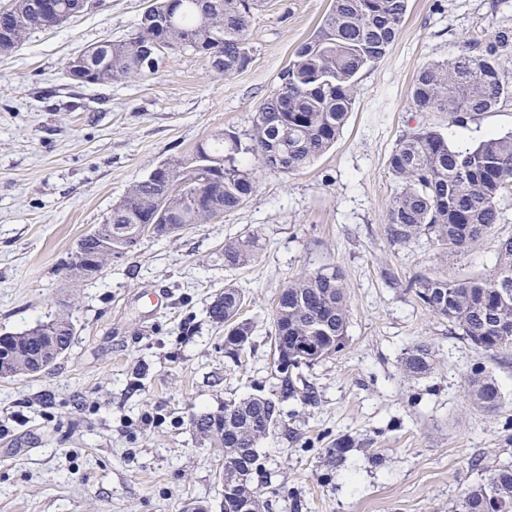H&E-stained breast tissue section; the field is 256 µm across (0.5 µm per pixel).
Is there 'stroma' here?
<instances>
[{"mask_svg": "<svg viewBox=\"0 0 512 512\" xmlns=\"http://www.w3.org/2000/svg\"><path fill=\"white\" fill-rule=\"evenodd\" d=\"M147 0H105L0 54V334L70 313L73 342L34 378L0 380V512H220L222 460L192 415L274 390L272 303L298 273L338 268L350 304L344 350L302 373L316 399L284 404L258 445L265 512H454L465 490L512 462V352L483 351L451 334L406 282L421 274L486 275L512 237V195L501 224L454 259L427 240L385 235L396 185L386 158L421 120L454 145L512 131V103L466 128L444 112L422 117L411 85L426 63L459 54L468 36L512 26V0H410L387 55L364 70L335 145L300 172L265 173L238 210L176 237H145L93 280L67 277L80 239L104 222L134 180L186 156L217 129L245 133L295 47L329 0H264L251 62L230 78L191 53L155 74L77 85L68 61L138 23ZM257 238L246 266L224 265V243ZM391 269L396 283L382 275ZM246 296L256 327L240 358L206 310L225 285ZM164 306H155L154 294ZM428 346L421 379L401 366ZM484 369L504 396L488 414L467 405V375Z\"/></svg>", "mask_w": 512, "mask_h": 512, "instance_id": "1", "label": "stroma"}]
</instances>
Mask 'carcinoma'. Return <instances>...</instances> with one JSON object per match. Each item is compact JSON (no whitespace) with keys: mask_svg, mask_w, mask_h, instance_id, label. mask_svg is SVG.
Instances as JSON below:
<instances>
[{"mask_svg":"<svg viewBox=\"0 0 512 512\" xmlns=\"http://www.w3.org/2000/svg\"><path fill=\"white\" fill-rule=\"evenodd\" d=\"M33 0H11L0 10V53L18 48L34 30L57 27V16L78 0H52L57 12L32 10ZM259 0H153L131 33L102 40L72 58L65 78L107 85L154 74L171 52H190L226 78L251 61V28ZM408 0H330L317 30L299 43L277 87L253 112L240 135L216 130L189 156L159 165L130 184L104 223L78 246L69 278L84 282L101 274L112 258L132 252L145 236L167 237L210 224L237 210L257 190V172L288 175L309 166L336 143L356 102L361 73L381 60L394 43ZM512 27L487 39L468 38L461 52L423 66L411 88L420 113L446 112L465 127L476 116L512 101ZM397 190L387 206L385 234L393 246L422 237L443 259L463 253L501 223V201L512 193V132L491 134L470 146H454L437 127L422 123L402 135L387 159ZM256 252L253 240L224 242V266L239 268ZM407 290L448 321L451 333L488 351L512 350V237L500 240L489 276L448 280L416 276ZM245 295L224 286L208 308L224 328V350L232 357L251 345L255 326L240 317ZM350 306L337 270L302 273L278 293L272 310L275 393L231 400L216 413L191 418L213 448L224 447L220 477L233 490L221 512H239L261 473V439L282 419V402L311 399V386L296 373L342 351L348 341ZM76 333L63 314L21 332L0 336V379L35 377L57 364ZM288 361L292 370H282ZM404 372L423 378L432 370L429 350L407 349ZM470 403L494 413L503 396L483 370L466 378ZM512 512V465L490 470L469 487L457 512Z\"/></svg>","mask_w":512,"mask_h":512,"instance_id":"cac0c4a2","label":"carcinoma"}]
</instances>
